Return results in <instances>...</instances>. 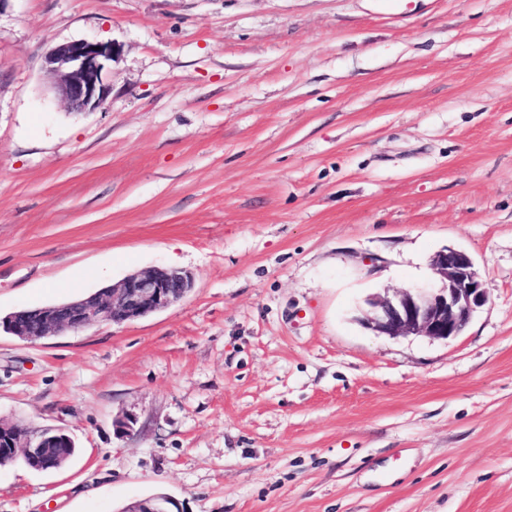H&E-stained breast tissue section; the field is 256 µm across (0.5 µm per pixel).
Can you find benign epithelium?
<instances>
[{
	"mask_svg": "<svg viewBox=\"0 0 512 512\" xmlns=\"http://www.w3.org/2000/svg\"><path fill=\"white\" fill-rule=\"evenodd\" d=\"M119 55L112 43L77 40L58 44L45 56V68L57 80V90L76 113L102 107L110 93L105 73ZM432 267L444 285L435 289L396 292L371 303L363 322L382 336L424 335L448 340L461 335L473 313L486 302L485 292L472 258L464 251L446 249L432 258ZM192 276L174 268H152L127 275L102 292L70 302L39 307L37 321L14 322L13 315L0 319V327L27 342L76 332L102 323L122 324L163 311L193 288ZM73 439L61 430L31 433L20 422L0 421V453L30 458L48 448H72ZM177 504L160 494L137 500L122 512H176Z\"/></svg>",
	"mask_w": 512,
	"mask_h": 512,
	"instance_id": "benign-epithelium-1",
	"label": "benign epithelium"
}]
</instances>
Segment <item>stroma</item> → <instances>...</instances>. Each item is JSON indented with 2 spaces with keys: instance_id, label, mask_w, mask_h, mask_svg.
<instances>
[{
  "instance_id": "35a3bbf8",
  "label": "stroma",
  "mask_w": 512,
  "mask_h": 512,
  "mask_svg": "<svg viewBox=\"0 0 512 512\" xmlns=\"http://www.w3.org/2000/svg\"><path fill=\"white\" fill-rule=\"evenodd\" d=\"M76 40L120 50L91 112L44 70ZM446 248L462 335L362 326ZM152 267L192 291L0 331V419L78 448L0 512H512V0H5L0 315ZM175 508L177 504L171 497L160 494L142 501H134L126 505L122 512H179L174 510Z\"/></svg>"
}]
</instances>
